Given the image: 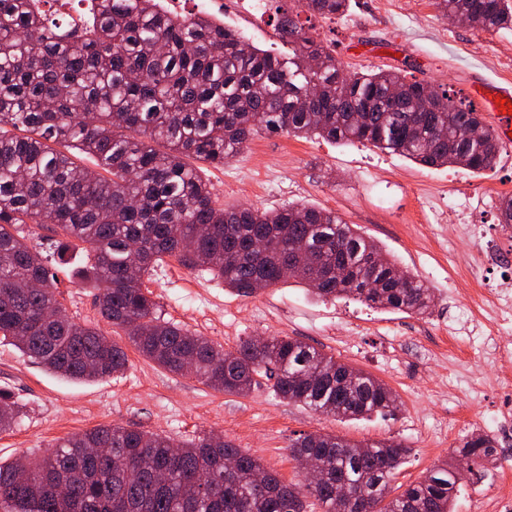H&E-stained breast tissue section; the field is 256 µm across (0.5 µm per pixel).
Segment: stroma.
Listing matches in <instances>:
<instances>
[{"mask_svg": "<svg viewBox=\"0 0 512 512\" xmlns=\"http://www.w3.org/2000/svg\"><path fill=\"white\" fill-rule=\"evenodd\" d=\"M274 7L268 0L256 19L215 2L207 15L284 58L290 46L276 30ZM300 20L347 71L399 70L458 102L470 82L512 81V30L453 23L435 0H351L341 17L304 12ZM200 173L220 206L305 203L336 212L422 280L434 306L418 316L350 298L319 300L293 280L243 296L209 271L172 260L144 279L163 318L228 351L262 336L304 341L385 382L398 409L341 419L283 400L266 385L235 396L169 373L99 316L86 256L73 252L51 266L56 295L71 320L124 346L128 366L111 378L69 380L0 343V390L21 412L12 429L0 432L1 463L43 457L61 438L97 425L157 432L177 444L219 433L287 483L299 479L289 446L304 434L404 443L411 453L393 481L397 487L450 460L472 433L494 434L498 451H512V432L499 425L503 397L512 393V307L492 300L462 311L481 291L512 289V225L501 224L497 209L501 196L512 195V144L493 169L475 174L422 166L368 144L261 134L223 167L205 164ZM488 242L496 261L484 257Z\"/></svg>", "mask_w": 512, "mask_h": 512, "instance_id": "stroma-1", "label": "stroma"}]
</instances>
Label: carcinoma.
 <instances>
[{"instance_id": "1", "label": "carcinoma", "mask_w": 512, "mask_h": 512, "mask_svg": "<svg viewBox=\"0 0 512 512\" xmlns=\"http://www.w3.org/2000/svg\"><path fill=\"white\" fill-rule=\"evenodd\" d=\"M39 2L0 0V126L26 132L0 134V336L67 379L114 376L128 365L122 346L60 310L47 257L15 233L49 214L58 258L86 253L99 314L158 367L238 396L265 378L280 397L327 416L395 411L386 383L298 339L271 336L260 347L250 339L226 351L164 319L144 278L169 257L246 296L254 281L270 287L312 264L322 278L303 281L319 299L428 314L434 296L423 281L336 213L308 204L219 207L186 159L222 166L258 133L286 132L479 173L494 167L502 143L489 128L457 139L460 125L480 122L476 109L399 70L344 72L333 50L280 6L279 34L296 45L282 62L207 17L169 14L159 0H88L92 22L79 33L48 19ZM292 2L325 18L350 7ZM438 5L473 28L512 27V0ZM49 141L96 157L97 170ZM18 417L16 401L0 391V431ZM289 449L296 460L316 457L324 479L285 483L222 438L177 446L160 433L99 425L38 461L0 463V504L10 512H306L309 496L323 512H452L459 478L446 461L393 494L410 453L402 443L310 434ZM495 454L484 433L455 449L480 466Z\"/></svg>"}]
</instances>
